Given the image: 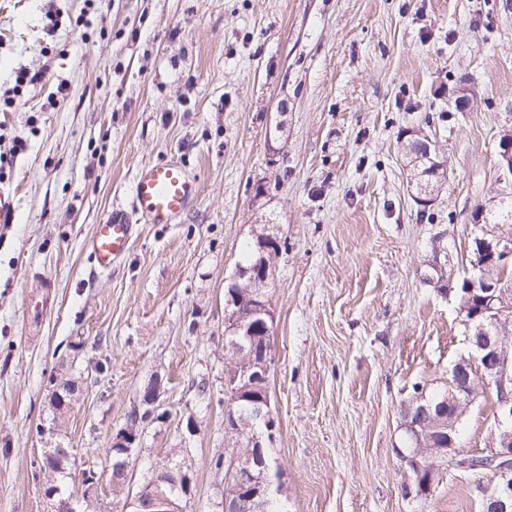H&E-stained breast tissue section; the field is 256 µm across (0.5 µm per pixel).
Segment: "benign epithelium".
Returning <instances> with one entry per match:
<instances>
[{
    "mask_svg": "<svg viewBox=\"0 0 512 512\" xmlns=\"http://www.w3.org/2000/svg\"><path fill=\"white\" fill-rule=\"evenodd\" d=\"M417 151L407 153L410 164L427 167L439 155L436 145L417 131ZM260 257L252 267L241 271L237 281L231 283V293L225 302L224 327L228 342L229 363L225 369L224 385L232 394L225 401L224 418L228 432L237 439L243 450L234 455L225 483L236 487L233 494H224L223 512H252L254 500L267 493L269 467L263 455L260 436L249 432L252 425L239 418L234 411L235 400L242 395L252 399V419L263 423L267 437L276 430L271 414L267 382L274 354L271 344L273 318L271 302L263 288L270 279L276 238L265 235L257 240ZM473 272L488 276L493 266L503 270L512 265V240H485L482 253L471 261ZM506 288L503 282H483L478 302L462 299L460 313L466 326L467 354L458 358L448 369L444 379V396L433 403L426 390L402 409L401 429L407 432L410 447L396 449L401 463L409 472L402 486L404 497L422 499L429 496L440 468L436 457L455 463L462 456L457 448V424L464 418L477 396V382L484 380L495 385V447L482 455L475 469L488 472L480 482L479 494L483 512H512V349L503 338V325L512 318L504 308ZM161 387L155 382L148 386L142 397L144 409H134L132 417L148 418L160 406ZM142 430L134 422L113 437L112 450L117 457L105 466L102 473L91 474L83 483V499L96 497L99 492L126 494V508L130 512H187L192 501L191 481L186 479L180 462L170 463L163 476L148 485L133 486L130 462L138 455ZM183 484L181 493L171 487Z\"/></svg>",
    "mask_w": 512,
    "mask_h": 512,
    "instance_id": "1",
    "label": "benign epithelium"
}]
</instances>
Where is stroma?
Listing matches in <instances>:
<instances>
[{"label": "stroma", "instance_id": "stroma-1", "mask_svg": "<svg viewBox=\"0 0 512 512\" xmlns=\"http://www.w3.org/2000/svg\"><path fill=\"white\" fill-rule=\"evenodd\" d=\"M26 71L32 82L15 81ZM468 111L449 109L461 85ZM512 129V0H0V512H52L33 462L67 448L55 483L103 470L145 388L160 407L132 464L143 483L185 461L189 512H221L224 292L244 244L279 251L266 448L288 512H480L473 473L448 467L406 499L402 405L467 351L458 295L476 222L512 199L497 165ZM443 156L432 205L408 191L401 136ZM181 159L198 204L142 224L98 273L94 225L130 209L140 165ZM50 312L29 306L33 272ZM76 391L63 410L57 380ZM480 389L457 444L494 443Z\"/></svg>", "mask_w": 512, "mask_h": 512}]
</instances>
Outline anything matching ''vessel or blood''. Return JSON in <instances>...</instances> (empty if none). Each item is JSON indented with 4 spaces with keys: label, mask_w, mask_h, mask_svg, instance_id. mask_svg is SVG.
<instances>
[{
    "label": "vessel or blood",
    "mask_w": 512,
    "mask_h": 512,
    "mask_svg": "<svg viewBox=\"0 0 512 512\" xmlns=\"http://www.w3.org/2000/svg\"><path fill=\"white\" fill-rule=\"evenodd\" d=\"M200 197L195 176L172 159L142 165L133 185L132 209L145 224H173ZM136 232L123 211H113L105 223L96 225L87 242L88 252L99 271L107 272L127 255Z\"/></svg>",
    "instance_id": "obj_1"
}]
</instances>
